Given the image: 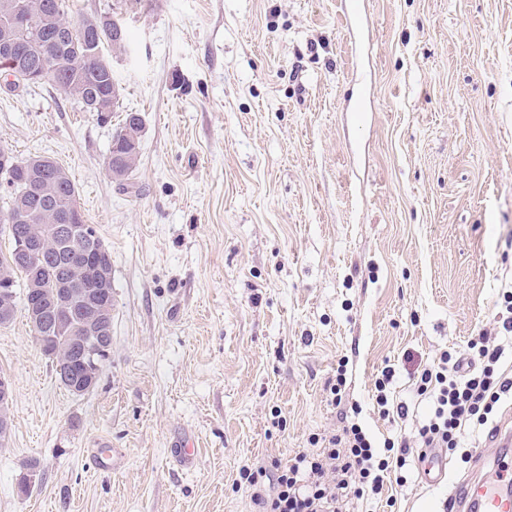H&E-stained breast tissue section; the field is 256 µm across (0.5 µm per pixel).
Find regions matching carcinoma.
<instances>
[{
    "instance_id": "1",
    "label": "carcinoma",
    "mask_w": 512,
    "mask_h": 512,
    "mask_svg": "<svg viewBox=\"0 0 512 512\" xmlns=\"http://www.w3.org/2000/svg\"><path fill=\"white\" fill-rule=\"evenodd\" d=\"M69 0H0V29L10 27L14 14L23 11L28 17L44 16L48 24L33 30H11L12 59L21 75L36 67L45 69L43 82L82 105L86 112H114L119 97L113 94L116 85L111 52H120L127 45V30L120 15L142 9L144 0H118L103 12L72 16ZM142 119L128 112L117 124L106 157L107 172L114 181L129 185L140 155ZM11 164L0 166V235L7 234L11 248L0 257V270L8 271L13 288L36 285L30 293L14 296L10 313L22 305L25 315L41 314L43 320L30 323L31 331L43 353L56 361V374L70 378L82 371L75 362L73 340L85 334L80 297L69 303L66 325L56 321L61 295L59 288L78 280L87 298L101 305L104 318L112 317V295L94 293L98 287L97 267L112 260L108 250L90 252L80 244L66 241L60 225L83 224V214L73 211L77 188L68 172L53 161L42 167L31 160H19L5 148Z\"/></svg>"
}]
</instances>
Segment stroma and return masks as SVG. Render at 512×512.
Segmentation results:
<instances>
[{
  "label": "stroma",
  "mask_w": 512,
  "mask_h": 512,
  "mask_svg": "<svg viewBox=\"0 0 512 512\" xmlns=\"http://www.w3.org/2000/svg\"><path fill=\"white\" fill-rule=\"evenodd\" d=\"M124 20L133 189L105 169L112 125L0 78V146L69 171L113 298L112 357L82 396L24 313L0 328V512H254L239 468L315 453L345 416L375 445L413 439L422 369L494 339L512 290V0H150ZM472 453L438 487L385 483L373 512H445L493 450Z\"/></svg>",
  "instance_id": "stroma-1"
}]
</instances>
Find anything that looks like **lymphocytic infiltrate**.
I'll list each match as a JSON object with an SVG mask.
<instances>
[{
	"label": "lymphocytic infiltrate",
	"instance_id": "obj_1",
	"mask_svg": "<svg viewBox=\"0 0 512 512\" xmlns=\"http://www.w3.org/2000/svg\"><path fill=\"white\" fill-rule=\"evenodd\" d=\"M502 326L506 341L481 343L469 356L443 354L436 368L423 370L417 391L427 396L431 411L417 430L416 445L385 441L376 449L358 424L332 434L320 454L305 452L288 461L271 460L268 471L241 467L239 484L251 487L257 512H342L345 498L365 504L381 498L384 480L404 483L403 471L413 449L461 447L462 431L477 434L491 422L498 403L512 397V372L499 361L512 349V317ZM272 479V492L261 488L263 476Z\"/></svg>",
	"mask_w": 512,
	"mask_h": 512
}]
</instances>
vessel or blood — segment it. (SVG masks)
<instances>
[{"instance_id": "1", "label": "vessel or blood", "mask_w": 512, "mask_h": 512, "mask_svg": "<svg viewBox=\"0 0 512 512\" xmlns=\"http://www.w3.org/2000/svg\"><path fill=\"white\" fill-rule=\"evenodd\" d=\"M494 476L462 482L451 499L455 512H512V431L498 432Z\"/></svg>"}]
</instances>
